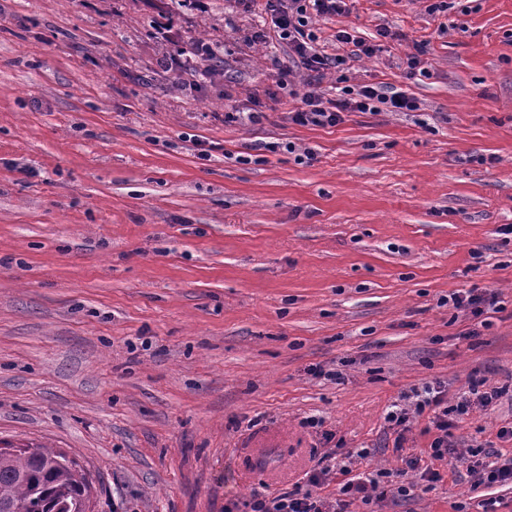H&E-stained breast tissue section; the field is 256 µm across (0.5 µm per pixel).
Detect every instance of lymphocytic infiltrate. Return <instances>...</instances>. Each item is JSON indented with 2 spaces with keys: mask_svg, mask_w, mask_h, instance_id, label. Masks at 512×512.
Returning <instances> with one entry per match:
<instances>
[{
  "mask_svg": "<svg viewBox=\"0 0 512 512\" xmlns=\"http://www.w3.org/2000/svg\"><path fill=\"white\" fill-rule=\"evenodd\" d=\"M244 10L269 16L272 28L269 38L288 49L287 62L275 63V78L268 96L278 91H287L293 101L288 110L289 122L300 126H334L343 122L351 112H374L386 107L390 112L415 111L414 101L404 92L380 93L369 84L345 86L338 98L328 100L319 92L326 69L342 65V58H329L316 47L317 37L312 32L313 22L328 20L345 14L346 0H234ZM306 71L307 88L297 91L291 86L289 76L292 67ZM499 387H486L484 380H474L467 392L462 393L453 405L445 403L442 386H426L423 394H402L385 416L395 434V446H402L407 433L412 430V414H427L428 431L434 438L427 450L426 458L405 456L394 471H377L373 475L354 473L347 464L332 467L316 462L307 472L306 485L302 488L280 493L273 497H253L248 507L250 512H346L350 504H369L394 496L409 498L414 488L408 475H418L420 480L435 482L441 474L436 465L445 461L457 450L453 431L464 416L476 408L492 409L503 396ZM466 475L477 486L512 484V454L477 445L468 447ZM339 472L342 479L331 483L332 472Z\"/></svg>",
  "mask_w": 512,
  "mask_h": 512,
  "instance_id": "obj_1",
  "label": "lymphocytic infiltrate"
}]
</instances>
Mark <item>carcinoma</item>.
<instances>
[{
    "label": "carcinoma",
    "mask_w": 512,
    "mask_h": 512,
    "mask_svg": "<svg viewBox=\"0 0 512 512\" xmlns=\"http://www.w3.org/2000/svg\"><path fill=\"white\" fill-rule=\"evenodd\" d=\"M86 475L68 454L43 446L0 448V512H75Z\"/></svg>",
    "instance_id": "obj_1"
}]
</instances>
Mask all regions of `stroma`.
<instances>
[{
    "label": "stroma",
    "mask_w": 512,
    "mask_h": 512,
    "mask_svg": "<svg viewBox=\"0 0 512 512\" xmlns=\"http://www.w3.org/2000/svg\"><path fill=\"white\" fill-rule=\"evenodd\" d=\"M207 3L0 0V448L68 453L90 512H225L339 448L396 469L432 440L421 415L394 451L398 396L439 383L452 403L482 377L509 393L465 416L441 480L352 510L512 512V487L461 478L465 446L512 423V0H347L316 22L345 59L326 97L345 79L418 105L334 127L289 123L262 95L287 49ZM382 27L405 39L369 58L333 39ZM198 38L224 70L199 91L156 64ZM412 39L428 72L409 79ZM257 94L263 119L225 121ZM260 141L295 150L258 161ZM473 287L499 308L470 337L443 299Z\"/></svg>",
    "instance_id": "stroma-1"
}]
</instances>
